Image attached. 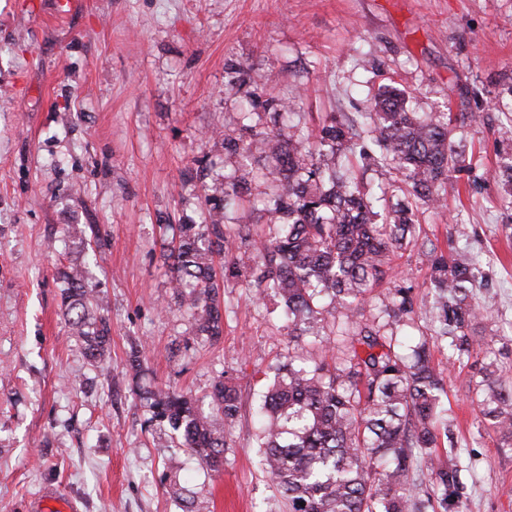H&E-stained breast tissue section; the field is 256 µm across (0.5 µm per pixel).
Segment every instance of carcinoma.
Returning <instances> with one entry per match:
<instances>
[{"label":"carcinoma","instance_id":"1","mask_svg":"<svg viewBox=\"0 0 512 512\" xmlns=\"http://www.w3.org/2000/svg\"><path fill=\"white\" fill-rule=\"evenodd\" d=\"M361 118L360 124L346 123L333 115L313 139L296 125L288 134L267 132L263 144L270 163L261 167L249 163L251 143L224 134V151L240 159L241 174L205 196L203 223L160 225L163 235H171L172 296L190 316L196 337L213 343L222 336L224 297L214 255H229L240 243L251 251L246 262L234 257L232 275L244 276L247 288L257 287L256 296L279 300L291 340L320 345L337 342L336 327L327 321L331 310H359L391 257L419 245L413 204H439L448 194L449 173L457 169L452 118L409 111L408 95L389 85ZM361 126L379 149L374 161L386 175L402 174L415 200L399 205L382 224L376 221V199L336 168V156L361 138ZM258 178L277 187L265 201L275 233L234 234L224 224V209ZM424 256L433 296L431 335L399 334L415 304L410 289L393 288L370 322H357L345 333L349 349L339 363L331 367L325 355L306 358L290 351L263 371L259 447L288 512H459L458 469L435 454L439 430H448L442 396L450 377L436 369L432 350L449 348L459 362L483 351L473 326L487 304L479 301L483 276L470 254L446 255L432 247ZM57 276L71 335L91 362L103 363L112 336L106 319L94 314L99 292L77 267L62 268ZM143 363V346L130 347L127 367L134 377L144 374ZM477 386L488 425L512 438V391L491 377ZM141 396L149 421L168 425L178 447L220 471L224 422L239 410L228 372L212 384L208 414L169 385L146 388ZM419 460L437 486L434 497L417 492Z\"/></svg>","mask_w":512,"mask_h":512}]
</instances>
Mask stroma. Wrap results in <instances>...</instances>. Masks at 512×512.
<instances>
[{
  "label": "stroma",
  "instance_id": "1",
  "mask_svg": "<svg viewBox=\"0 0 512 512\" xmlns=\"http://www.w3.org/2000/svg\"><path fill=\"white\" fill-rule=\"evenodd\" d=\"M268 79L310 135L330 115L356 117L387 85L412 111L465 115L453 141L466 169L417 222L422 241L479 259L493 306L474 331L477 360L452 366L447 350L433 353L453 369L437 451L460 470L461 512H512V439L483 423L474 393L485 364L512 387V214L497 175L512 148V112L497 107L512 95V0H0V512H29L48 487L74 512H182L176 481L200 512H287L261 468L255 417L258 372L288 351L274 302L253 300L216 257L224 333L197 342L171 298L160 237L161 225L201 223L204 185L239 173L208 131H240L252 112L246 138L263 158L272 124L254 98ZM344 169L382 194V214L407 193L401 174L356 156ZM271 192L253 183L226 226L268 232ZM68 224L102 237L85 267L112 331L96 367L61 311L56 272L83 253ZM404 282L419 304L405 332L429 333L418 249L393 257L354 321ZM135 342L148 368L138 380L126 370ZM230 364L240 409L214 473L148 424L140 390L171 385L203 407Z\"/></svg>",
  "mask_w": 512,
  "mask_h": 512
}]
</instances>
